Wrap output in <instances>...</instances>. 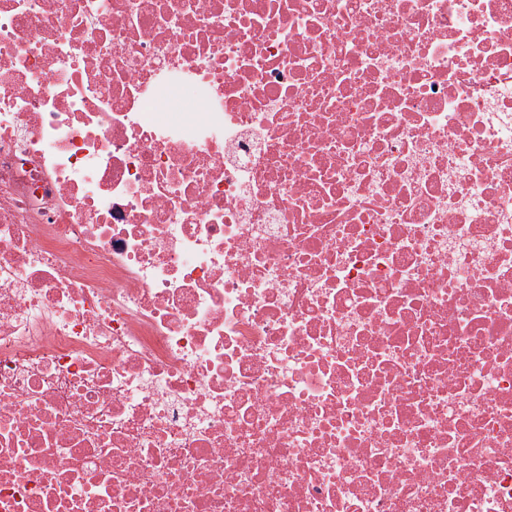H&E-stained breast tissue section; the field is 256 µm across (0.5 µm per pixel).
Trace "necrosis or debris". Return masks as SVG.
Masks as SVG:
<instances>
[{
	"label": "necrosis or debris",
	"mask_w": 512,
	"mask_h": 512,
	"mask_svg": "<svg viewBox=\"0 0 512 512\" xmlns=\"http://www.w3.org/2000/svg\"><path fill=\"white\" fill-rule=\"evenodd\" d=\"M0 512H512V0H0Z\"/></svg>",
	"instance_id": "1"
}]
</instances>
